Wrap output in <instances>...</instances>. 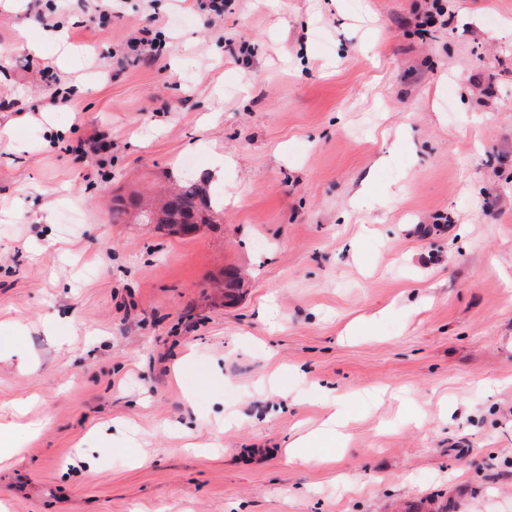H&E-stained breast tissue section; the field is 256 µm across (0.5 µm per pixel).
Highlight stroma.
Listing matches in <instances>:
<instances>
[{
  "label": "stroma",
  "instance_id": "1",
  "mask_svg": "<svg viewBox=\"0 0 512 512\" xmlns=\"http://www.w3.org/2000/svg\"><path fill=\"white\" fill-rule=\"evenodd\" d=\"M98 3L0 0V506L512 512V0ZM60 26L92 63L20 49ZM217 153L215 223L113 218Z\"/></svg>",
  "mask_w": 512,
  "mask_h": 512
}]
</instances>
